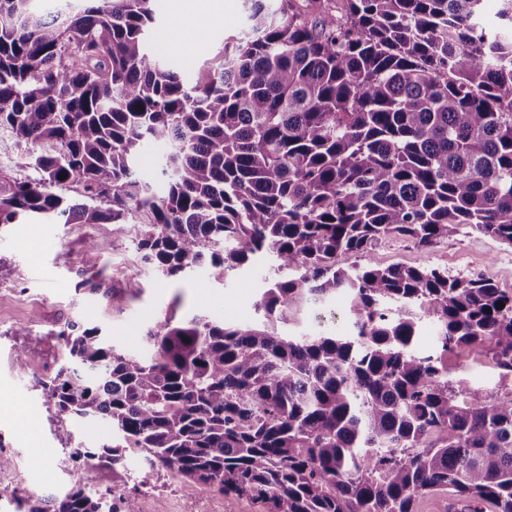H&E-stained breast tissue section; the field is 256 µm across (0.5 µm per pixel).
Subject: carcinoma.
Wrapping results in <instances>:
<instances>
[{
    "instance_id": "1",
    "label": "carcinoma",
    "mask_w": 512,
    "mask_h": 512,
    "mask_svg": "<svg viewBox=\"0 0 512 512\" xmlns=\"http://www.w3.org/2000/svg\"><path fill=\"white\" fill-rule=\"evenodd\" d=\"M0 0V127L37 177L0 172V226L21 218L124 224L166 277L218 284L273 258L260 322L167 316L143 359L98 327L59 332L44 399L106 439L266 512H418L446 493L512 512V387L487 395L448 354L479 347L512 378V292L424 263L360 266L389 236L426 250L467 226L512 246V0H245L224 62L193 84L155 56L153 0ZM162 146L163 194L136 175ZM64 178H59V175ZM72 190L70 202L62 191ZM349 298V333L298 330ZM440 350L420 356L415 310ZM139 512L75 488L52 509Z\"/></svg>"
}]
</instances>
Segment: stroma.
I'll use <instances>...</instances> for the list:
<instances>
[{"instance_id": "35a3bbf8", "label": "stroma", "mask_w": 512, "mask_h": 512, "mask_svg": "<svg viewBox=\"0 0 512 512\" xmlns=\"http://www.w3.org/2000/svg\"><path fill=\"white\" fill-rule=\"evenodd\" d=\"M155 3L160 37L152 49L191 83L222 58L225 40L246 25L244 0H223L218 19L204 24L181 10L180 0ZM180 32L197 39L193 54L178 49ZM138 223L133 214L123 226L31 218L0 227V452L15 460L11 475L0 484V512H16L12 497L17 491L49 501L66 489L86 486L88 475L74 453L106 436L105 426L90 424L62 443L58 433L73 430L72 420L42 396V382L65 356L60 332L67 324L99 327L117 350L146 357L150 351L143 335L165 312L179 319L196 314L231 322L258 319L255 304L265 286L266 266L239 271L221 285L201 270L181 279L162 278L136 249ZM90 241L96 252L89 261L85 245ZM366 258L382 267L424 262L455 277H482L512 291V247L469 229L427 250L389 237L372 246ZM347 308L343 294L313 305L304 328L347 333ZM20 351L25 360H17ZM448 364L474 388L490 392L500 384L498 370L481 351L449 356ZM117 483L121 492L135 496L140 512H263L248 497L190 484L162 467L143 473L128 464Z\"/></svg>"}]
</instances>
